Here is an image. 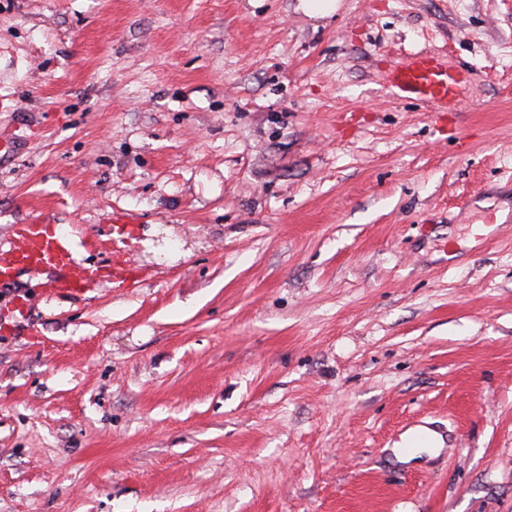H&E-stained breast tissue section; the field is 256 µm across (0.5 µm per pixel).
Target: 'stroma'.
<instances>
[{
  "mask_svg": "<svg viewBox=\"0 0 512 512\" xmlns=\"http://www.w3.org/2000/svg\"><path fill=\"white\" fill-rule=\"evenodd\" d=\"M4 142L0 512H512V0H0ZM464 77L448 71L434 52L419 50L408 63L393 70L387 83L395 98H416L430 112H444L455 102ZM15 241L7 251L0 252V285L12 281L16 271H49L54 274L50 294H75L97 275L56 236L49 224H18Z\"/></svg>",
  "mask_w": 512,
  "mask_h": 512,
  "instance_id": "35a3bbf8",
  "label": "stroma"
}]
</instances>
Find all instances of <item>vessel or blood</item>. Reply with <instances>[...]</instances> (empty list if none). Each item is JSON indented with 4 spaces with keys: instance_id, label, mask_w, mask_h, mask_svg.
I'll return each instance as SVG.
<instances>
[{
    "instance_id": "1",
    "label": "vessel or blood",
    "mask_w": 512,
    "mask_h": 512,
    "mask_svg": "<svg viewBox=\"0 0 512 512\" xmlns=\"http://www.w3.org/2000/svg\"><path fill=\"white\" fill-rule=\"evenodd\" d=\"M463 76L448 71L434 52L412 53L408 63L393 70L387 83L395 98H416L431 112L447 111L459 96ZM13 246L0 252V285L12 281L16 271L53 273L52 294H75L93 280L97 271L79 260L56 236L50 225L30 223L16 225Z\"/></svg>"
}]
</instances>
